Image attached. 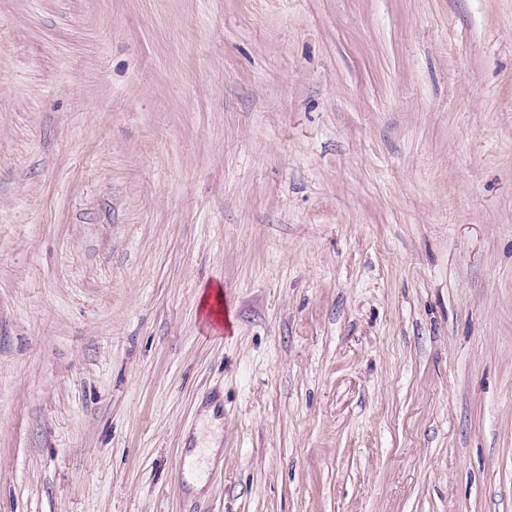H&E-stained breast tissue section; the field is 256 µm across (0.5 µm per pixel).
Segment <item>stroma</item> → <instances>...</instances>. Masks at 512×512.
<instances>
[{
    "instance_id": "stroma-1",
    "label": "stroma",
    "mask_w": 512,
    "mask_h": 512,
    "mask_svg": "<svg viewBox=\"0 0 512 512\" xmlns=\"http://www.w3.org/2000/svg\"><path fill=\"white\" fill-rule=\"evenodd\" d=\"M0 512H512V0H0Z\"/></svg>"
}]
</instances>
